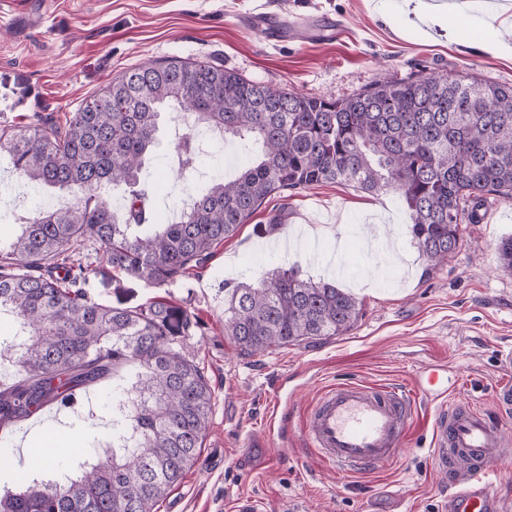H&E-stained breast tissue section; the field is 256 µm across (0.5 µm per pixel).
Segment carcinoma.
I'll list each match as a JSON object with an SVG mask.
<instances>
[{"instance_id": "1", "label": "carcinoma", "mask_w": 512, "mask_h": 512, "mask_svg": "<svg viewBox=\"0 0 512 512\" xmlns=\"http://www.w3.org/2000/svg\"><path fill=\"white\" fill-rule=\"evenodd\" d=\"M188 101L182 165L197 161V124L252 156L233 178L219 172L197 187L190 210L165 224L146 208L152 187L141 172L161 115ZM4 155L27 184L63 200L20 218L18 234L0 241V314L18 325L0 338V361L18 368L0 386V429L65 407L89 386L120 384L107 393L112 447L62 480L21 477L18 490L0 493V512H154L196 462L208 426L210 385L176 340L201 323L163 300L134 310L95 302L79 288L90 266L72 259L75 245L94 240L113 270L161 287L204 269L268 197L338 183L397 194L430 271L490 197L512 199V86L421 70L337 99L171 58L125 71L62 126L1 132ZM109 186L123 188L119 215L102 195ZM499 261L512 274L511 236ZM361 316L352 294L297 268L224 283V335L248 355L345 335Z\"/></svg>"}]
</instances>
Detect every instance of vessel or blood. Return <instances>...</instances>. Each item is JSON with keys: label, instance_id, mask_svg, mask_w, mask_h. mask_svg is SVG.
I'll return each mask as SVG.
<instances>
[{"label": "vessel or blood", "instance_id": "1", "mask_svg": "<svg viewBox=\"0 0 512 512\" xmlns=\"http://www.w3.org/2000/svg\"><path fill=\"white\" fill-rule=\"evenodd\" d=\"M448 395V372L434 365L422 371L410 391H374L356 383L326 390L307 415L302 430L313 451L336 471L353 474L380 467L400 451L417 399L438 401ZM434 468L451 473L448 512H512L482 478L483 471L512 458L499 421L470 405L439 413L433 428Z\"/></svg>", "mask_w": 512, "mask_h": 512}]
</instances>
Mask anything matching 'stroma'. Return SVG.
<instances>
[{"label": "stroma", "mask_w": 512, "mask_h": 512, "mask_svg": "<svg viewBox=\"0 0 512 512\" xmlns=\"http://www.w3.org/2000/svg\"><path fill=\"white\" fill-rule=\"evenodd\" d=\"M285 15L312 18L297 35L272 28ZM512 47V0H467L456 16L432 0H0V127L61 121L126 70L150 61L207 60L251 81L305 95L342 98L382 76L455 69L512 85V54L477 51L473 31ZM20 206L0 201V234L19 212L55 205L0 169ZM286 210V227L267 218ZM395 194H367L324 183L274 195L207 267L161 288L113 271L98 243L74 257L91 265L83 282L93 300L134 308L156 299L196 314L186 342L213 391L198 462L156 512H234L251 497L260 512H445L447 475L428 455L442 403H418L403 449L386 466L336 475L312 451L300 424L320 391L352 381L368 388L411 389L423 368L444 364L453 380L448 401L471 403L512 434V412L493 391L508 375L499 354L512 349V274L501 271L498 244L512 235V201L492 199L447 263L428 269ZM392 265L368 258L384 244ZM343 257L340 275L331 263ZM299 267L303 277L332 280L353 294L362 316L346 335L241 354L224 334L225 282H251L266 266ZM40 431L56 434L65 473L92 454L94 432L79 419L42 412ZM28 428L0 431V490L18 487L28 467L20 442Z\"/></svg>", "instance_id": "35a3bbf8"}]
</instances>
